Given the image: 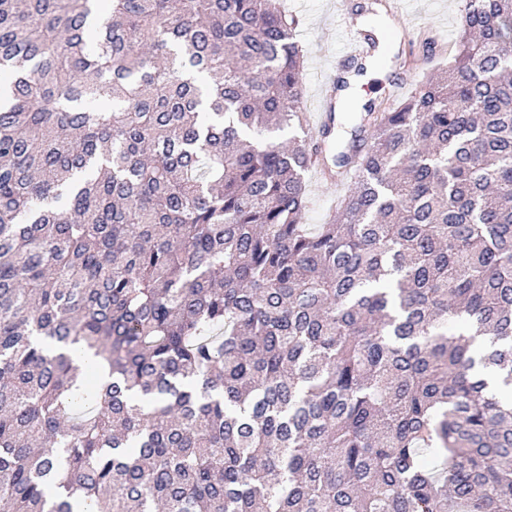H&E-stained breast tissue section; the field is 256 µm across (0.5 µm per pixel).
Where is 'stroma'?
Here are the masks:
<instances>
[{"label":"stroma","mask_w":512,"mask_h":512,"mask_svg":"<svg viewBox=\"0 0 512 512\" xmlns=\"http://www.w3.org/2000/svg\"><path fill=\"white\" fill-rule=\"evenodd\" d=\"M299 20L298 38L303 46V88L306 102H313L320 73L346 69V34L371 33V60L402 55L409 62L402 78L407 91L426 73L447 63L449 51L461 29L459 0H390L389 6L368 12V0H283Z\"/></svg>","instance_id":"stroma-1"}]
</instances>
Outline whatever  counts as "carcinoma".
<instances>
[{
  "label": "carcinoma",
  "instance_id": "cac0c4a2",
  "mask_svg": "<svg viewBox=\"0 0 512 512\" xmlns=\"http://www.w3.org/2000/svg\"><path fill=\"white\" fill-rule=\"evenodd\" d=\"M106 2L0 0V512H512V0L287 145L279 0ZM354 175L349 179L348 185L336 191L322 189L313 178L309 169L306 174L308 186V203L305 211L304 221L306 224H324L328 214L336 205L337 199L343 196L354 184Z\"/></svg>",
  "mask_w": 512,
  "mask_h": 512
}]
</instances>
